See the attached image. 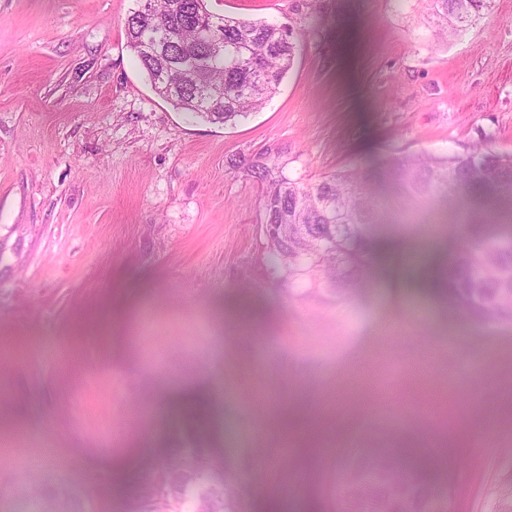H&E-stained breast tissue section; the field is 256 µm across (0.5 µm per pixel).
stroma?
Instances as JSON below:
<instances>
[{
    "label": "stroma",
    "instance_id": "35a3bbf8",
    "mask_svg": "<svg viewBox=\"0 0 512 512\" xmlns=\"http://www.w3.org/2000/svg\"><path fill=\"white\" fill-rule=\"evenodd\" d=\"M136 0H0V512H130L179 449L240 473L249 512H336L359 441L490 512L512 476V326L379 284L408 247L390 224L371 277L306 295L266 261L268 165L315 184L390 158L512 155V0L457 36L430 0H208L291 28L295 62L260 111L173 108L126 46ZM208 389L188 424L162 397ZM332 448L285 446L287 417Z\"/></svg>",
    "mask_w": 512,
    "mask_h": 512
}]
</instances>
